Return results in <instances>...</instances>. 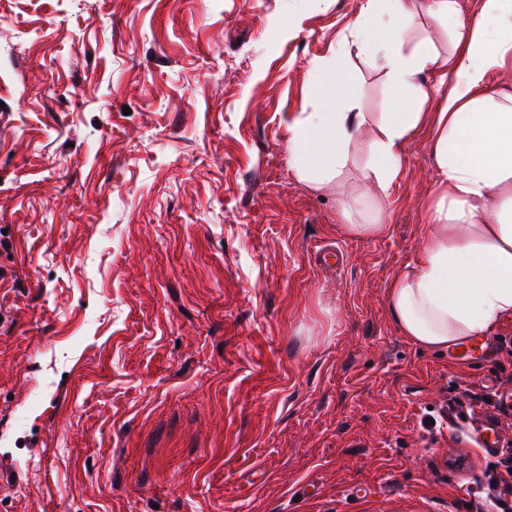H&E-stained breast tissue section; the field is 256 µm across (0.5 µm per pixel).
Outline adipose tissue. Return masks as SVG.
Returning <instances> with one entry per match:
<instances>
[{
	"label": "adipose tissue",
	"mask_w": 512,
	"mask_h": 512,
	"mask_svg": "<svg viewBox=\"0 0 512 512\" xmlns=\"http://www.w3.org/2000/svg\"><path fill=\"white\" fill-rule=\"evenodd\" d=\"M425 15L453 34L441 51L431 35L408 44L406 30ZM330 68L315 66L309 110L292 113L288 151L296 177L321 190L338 182L365 124L349 96L350 51L372 57L385 76L364 177L386 197L405 145L430 130L438 172L420 256L392 278L387 297L398 331L442 349L492 331L512 316V94L492 78L512 69V0H480L463 14L458 0H361ZM440 77L444 106L426 112L423 74Z\"/></svg>",
	"instance_id": "adipose-tissue-1"
}]
</instances>
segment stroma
I'll return each mask as SVG.
<instances>
[{
    "mask_svg": "<svg viewBox=\"0 0 512 512\" xmlns=\"http://www.w3.org/2000/svg\"><path fill=\"white\" fill-rule=\"evenodd\" d=\"M360 0H0V512H480L512 415L486 360L416 346L390 280L437 172L407 143L300 182L288 121ZM351 97L384 77L350 54ZM332 246L344 262L317 251ZM470 427L448 426L449 406ZM385 213L378 207L374 212L368 216L366 222L362 224H348L349 229L352 233L362 237H375L383 234L388 228V224H385Z\"/></svg>",
    "mask_w": 512,
    "mask_h": 512,
    "instance_id": "1",
    "label": "stroma"
}]
</instances>
